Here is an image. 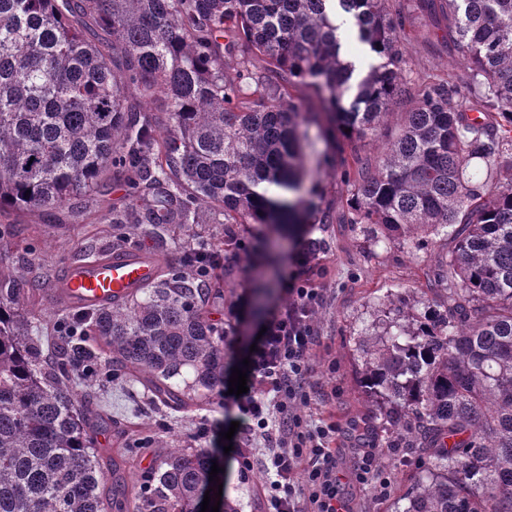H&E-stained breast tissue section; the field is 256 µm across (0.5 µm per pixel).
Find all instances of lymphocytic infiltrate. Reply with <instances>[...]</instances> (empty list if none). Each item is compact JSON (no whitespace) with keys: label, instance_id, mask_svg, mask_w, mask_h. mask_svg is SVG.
Returning <instances> with one entry per match:
<instances>
[{"label":"lymphocytic infiltrate","instance_id":"f902f5d3","mask_svg":"<svg viewBox=\"0 0 512 512\" xmlns=\"http://www.w3.org/2000/svg\"><path fill=\"white\" fill-rule=\"evenodd\" d=\"M289 294L250 354L248 392L224 398L241 420L240 468L247 473L261 467L267 486L263 512H345L332 446L336 428L306 423L296 412L316 395L310 380L318 338L313 315L325 294L305 280Z\"/></svg>","mask_w":512,"mask_h":512}]
</instances>
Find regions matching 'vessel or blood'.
I'll list each match as a JSON object with an SVG mask.
<instances>
[{
	"mask_svg": "<svg viewBox=\"0 0 512 512\" xmlns=\"http://www.w3.org/2000/svg\"><path fill=\"white\" fill-rule=\"evenodd\" d=\"M156 270L144 253L72 263L60 285V297L78 306H102L128 296L151 281Z\"/></svg>",
	"mask_w": 512,
	"mask_h": 512,
	"instance_id": "vessel-or-blood-1",
	"label": "vessel or blood"
}]
</instances>
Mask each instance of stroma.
Masks as SVG:
<instances>
[{"instance_id": "35a3bbf8", "label": "stroma", "mask_w": 512, "mask_h": 512, "mask_svg": "<svg viewBox=\"0 0 512 512\" xmlns=\"http://www.w3.org/2000/svg\"><path fill=\"white\" fill-rule=\"evenodd\" d=\"M411 77L421 80L429 74L455 75L462 64L451 45L429 46L422 40L406 43ZM312 145L307 150L311 181L326 192L327 203L340 206L347 197L339 169L319 164L325 144L317 129H310ZM6 234L0 236V270L16 267L23 251H30L36 264L33 275L41 291L31 305L40 317L41 334L48 344H56L60 330L53 320L64 304L56 294L58 279L80 250L89 243L112 242L111 225L90 219L81 224L61 223L53 218L14 215L5 219ZM240 239L251 246L279 242L276 288L264 303H257L255 282L262 273L260 265H245L228 260L216 269L214 284L221 294L210 301L209 319L224 335V369L241 366L259 332L261 323L288 301L285 281L298 274L295 254L308 239L323 238L325 247L319 255L320 271L315 277L324 288L326 301L320 310L317 327L321 343L311 357L312 380L320 394L311 404L300 407L306 417L335 424L338 434L337 462L349 474L344 493L350 512H391L394 500L411 484L414 475L426 466L429 456L418 448L391 449L390 436L380 422L362 406V388L355 367L347 353L354 337L371 332L377 311L388 297L425 287L427 278L452 247L450 236L441 234L424 238L420 245L374 244L361 228L349 224H298L288 235L270 233L261 224H241ZM89 416H107L112 429L98 436L96 446L123 463L130 489H138L148 469L158 467L166 447L205 449L214 454L223 469L221 482L226 498L234 501L239 512H262L263 480L243 475L232 453H225L223 432L235 419L225 411L217 392H209L203 409L194 408L159 414L147 404V391L137 381L119 379L111 387L97 389L88 407ZM207 417L209 434H196L200 417ZM372 450L374 461L390 480L387 495H379L373 484H360L351 472L358 453Z\"/></svg>"}]
</instances>
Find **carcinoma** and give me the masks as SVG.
Listing matches in <instances>:
<instances>
[{
    "mask_svg": "<svg viewBox=\"0 0 512 512\" xmlns=\"http://www.w3.org/2000/svg\"><path fill=\"white\" fill-rule=\"evenodd\" d=\"M425 12L448 20L463 70L413 87L401 33ZM312 126L343 167L342 212L306 186ZM369 135L385 143L374 159ZM114 186L112 253L150 239L152 281L59 314L47 354L31 261L0 272V512H200L211 453L169 449L133 497L92 451L112 419L85 418L76 388L140 377L152 403L193 405L224 378V333L204 312L217 263L192 248L171 268L177 232L222 224L249 265L234 225L306 219L399 245L453 228L436 307L390 297L353 360L390 447L430 454L396 512H512V0H0V215L80 224Z\"/></svg>",
    "mask_w": 512,
    "mask_h": 512,
    "instance_id": "obj_1",
    "label": "carcinoma"
}]
</instances>
